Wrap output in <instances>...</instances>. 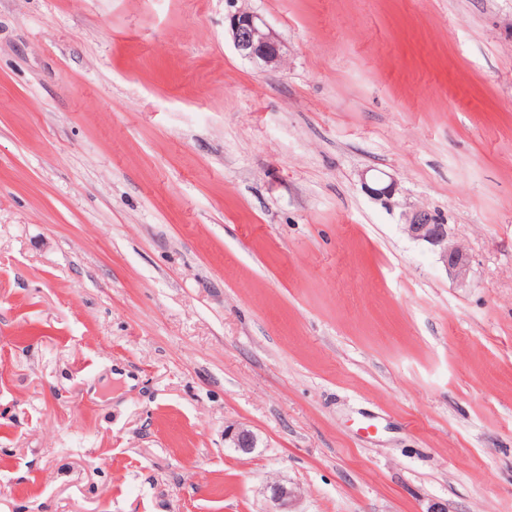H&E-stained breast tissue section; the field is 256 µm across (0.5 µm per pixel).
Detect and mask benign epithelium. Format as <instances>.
<instances>
[{
  "instance_id": "obj_1",
  "label": "benign epithelium",
  "mask_w": 512,
  "mask_h": 512,
  "mask_svg": "<svg viewBox=\"0 0 512 512\" xmlns=\"http://www.w3.org/2000/svg\"><path fill=\"white\" fill-rule=\"evenodd\" d=\"M229 26L233 45L242 58L265 71H275L280 67L287 49L286 43L261 14L240 7L229 14ZM397 190V183L393 179L386 184L378 180L376 186L370 188L373 196L387 203L391 202ZM403 217L409 236L440 247V261L448 274L459 283H465L470 267L469 257L461 246L448 240L447 225L440 223L426 210L405 212ZM224 439L243 453H250L256 448V436L243 427L228 429ZM268 491L271 503L268 512H294L298 498L294 488L273 483Z\"/></svg>"
}]
</instances>
